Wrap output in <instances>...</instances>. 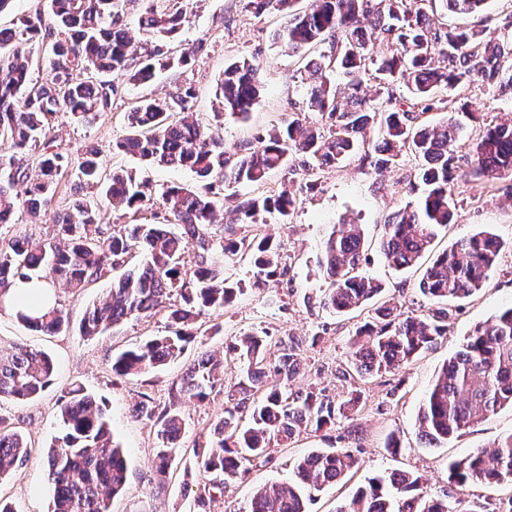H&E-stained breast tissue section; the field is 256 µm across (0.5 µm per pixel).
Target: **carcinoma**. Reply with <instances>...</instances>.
<instances>
[{
	"mask_svg": "<svg viewBox=\"0 0 512 512\" xmlns=\"http://www.w3.org/2000/svg\"><path fill=\"white\" fill-rule=\"evenodd\" d=\"M132 0H50L47 13L18 19L13 30H0V139L11 142L14 155L0 160V224L11 222L19 202L32 214L52 199L65 156L50 137L59 112L81 120L112 108L117 87L109 80L76 81L73 72L122 73L136 83H147L156 67L182 68L204 50V43L170 53L167 45L187 21V10L168 9L159 0H147L138 16L139 30L148 39L137 44L129 36L126 5ZM247 0L255 14L269 9L286 15L275 41L291 53L318 44L328 51L309 60L312 79L308 104L321 116V126L308 125L302 112L288 124L256 136L241 156L224 151V139L190 112L193 91L183 87L164 100L144 97L127 114V134L116 140V153L130 154L153 165L180 167L193 172L201 187L161 186L136 181L129 172L103 177L99 153L85 152L79 171L87 184L107 179L105 201L78 198L61 216L50 242L15 236L0 242V308L3 296L16 280L41 279L51 267L74 294L121 267L112 279L109 298L86 310L81 335L94 338L135 318H147L168 304V334L156 336L121 352L112 371L139 378L161 370L178 358L199 331L194 318L207 309H222L241 291L224 278L217 258L229 263L248 257L259 286L279 275L281 257L268 238L217 237L211 232L224 191L239 185H261L276 170L298 166L308 172L338 164L359 153L374 135L380 168L411 155L426 185L413 204L393 212L385 224L379 248L395 269L425 264L420 291L432 304L465 299L487 284L503 242L489 231L454 242L430 257L441 229L452 223L457 202L452 146L463 131L454 118L456 108L445 99L448 89L475 83L512 89V17L492 31L454 28L440 31L428 22L427 0ZM455 13L485 10L488 0H440ZM49 39L50 78L32 80L29 63L33 41ZM387 42L397 53L382 59L372 46ZM381 74L375 95L364 94L363 77L370 68ZM339 71L343 88L331 84L327 72ZM261 89L259 66L246 58L224 66L219 95L224 111L247 117ZM448 110V120L426 124L420 117ZM29 150L40 152L38 178L28 174L23 160ZM470 177L492 187L512 176V123L490 124L467 158ZM160 200L168 223H129L104 228L100 207L123 206L136 213ZM296 196L282 192L251 198L234 211L232 224H253L259 214L275 213L290 223ZM196 249L191 272L181 265L188 244ZM364 240L358 224H339L324 241L318 264L330 288L319 303L340 314L364 309L383 292V285L360 273ZM176 302H171V299ZM16 319L39 331L56 334L69 329L63 311L51 305L42 313L14 312ZM448 333V310L401 316L382 303L375 314L356 327L348 376L391 373L430 349ZM302 340L289 337L270 350L267 334L244 332L227 345V353L244 370L237 392L241 402L224 409V417L205 444L192 449V461L203 479L196 512H210L213 497L248 472L267 463L273 447L303 429L321 428L336 416H346L361 404L355 388L342 401L321 390H293L290 379L299 373ZM282 381L247 404L249 393L268 373ZM55 364L41 350L13 346L0 349V400H31L54 380ZM223 381V368L204 353L186 369L175 385L179 400L204 401L208 391ZM512 406V307L489 321L478 323L443 366L425 396L418 415L421 440L439 446L460 431L505 406ZM64 434L46 452L45 471L51 487L47 512H110L111 497L123 490L128 468L123 448L112 436L96 397L79 384L72 386L60 409ZM135 417L154 427L161 447L155 449L158 472L175 462L177 441L185 429L175 404L160 406L143 395ZM33 446L0 417V478L22 465ZM359 469L350 450H316L293 467L294 479L258 488L239 512H308L307 504L324 487L343 481ZM449 477L460 485L512 484V433L487 448H477L449 465ZM336 512H449L447 499L421 489L420 477L399 471L371 477Z\"/></svg>",
	"mask_w": 512,
	"mask_h": 512,
	"instance_id": "1",
	"label": "carcinoma"
}]
</instances>
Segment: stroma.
<instances>
[{
    "mask_svg": "<svg viewBox=\"0 0 512 512\" xmlns=\"http://www.w3.org/2000/svg\"><path fill=\"white\" fill-rule=\"evenodd\" d=\"M509 16L512 0H490L488 10L481 15L456 14L435 6L429 22L442 30L482 29L496 27ZM187 17L172 50L200 41L206 44L189 66L156 70L147 84L115 76L120 98L110 111L86 121L78 122L69 113H58L51 136L69 165L58 178L51 203L36 215L26 206H18L11 223L0 226V238L21 235L36 241L50 239L55 234L56 222L74 198L92 200L101 195V186L81 183L78 178L79 165L90 146L99 151L106 171L122 168L157 185L197 186V178L189 170L152 166L113 153V141L127 131V112L142 97L164 98L180 87H193L192 111L223 136L224 146L230 152L254 141L256 135L286 125L295 112L305 113L309 123L319 124V114L307 106L308 82L302 61L273 40L274 30L284 21L281 13L255 15L247 0H191ZM243 57L260 63L262 88L249 117L238 119L220 108L216 89L225 62ZM448 96L457 108L466 111L467 117L465 131L455 148V164L460 172L454 188L457 215L454 224L440 231L435 245L441 250L455 239L487 230L497 234L504 246L485 290L448 303V333L436 346L395 373L345 379L342 371L349 359L354 329L368 320L373 311L367 308L341 316L318 301L320 289L328 285L317 263L320 248L336 225L352 222L363 228L369 258L363 272L382 282L384 300L406 316L426 313L428 304L419 291L422 267L393 270L379 250L385 219L423 191L412 157H401L381 170L358 155L341 165L323 167L311 176L301 170H279L263 185H242L226 191L224 208L233 210L243 201L264 193L287 190L297 195L298 204L289 224L279 223L267 214L259 220L261 235L270 237L280 248L287 267L285 275L269 280L261 290L253 285L249 261L225 266V278L238 283L241 294L225 308L204 311L196 320L204 333L202 341L189 344L182 357L165 369L138 379H125L113 374L112 358L148 337L163 335L166 310L126 321L104 336H81L78 325L85 310L106 299L111 279L93 283L80 295L72 294L59 280L49 279L55 298L70 320L71 329L63 334L31 330L9 310H0L1 347L21 345L38 349L52 356L56 363L55 381L40 397L23 403L0 402V417L35 444L29 460L0 480V498L12 503L16 512H47L44 454L60 432V407L65 392L78 384L104 404L114 439L126 453L128 484L124 492L113 498L112 512H191L199 491L197 476L185 474L180 464L172 466L167 475L158 474L154 458L159 441L149 424L134 417L133 409L145 393L158 403L169 402L172 383L179 381L200 353L222 358L223 385L215 387L205 401L179 404L186 423L180 446L193 448L223 417L229 388L242 376L239 365L226 360V345L240 333L261 330L273 339L289 335L302 340L304 366L291 382L293 389L316 387L340 400L355 386L361 391L362 403L348 417L336 419L319 430L307 428L287 446L275 448L269 463L251 468L229 492L215 498L211 512H239L256 487L288 480L297 459L318 449L334 448L353 450L361 467L350 479L318 493L309 512H335L339 503L368 478L395 470L420 475L428 495L447 494L449 512H481L483 506L511 496L512 487L506 485H455L449 479L448 465L511 433L512 408L498 409L438 447L426 446L418 435L419 407L444 362L475 324L512 306V182L503 180L486 189L466 174V160L476 131L484 121L503 115L512 117V92L488 91L473 85L451 90ZM215 326L220 329L216 335L211 332ZM391 436L401 441L399 454H390L386 449Z\"/></svg>",
    "mask_w": 512,
    "mask_h": 512,
    "instance_id": "stroma-1",
    "label": "stroma"
}]
</instances>
